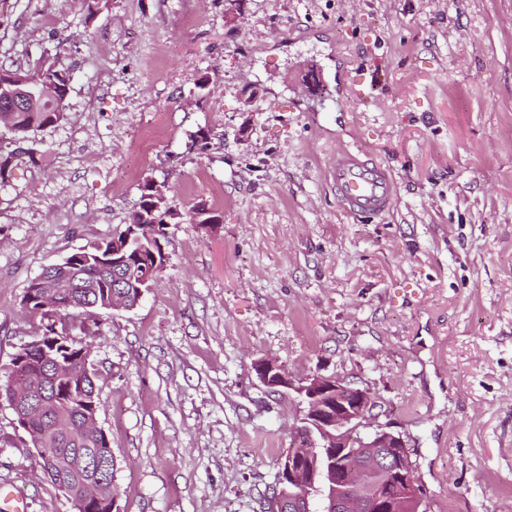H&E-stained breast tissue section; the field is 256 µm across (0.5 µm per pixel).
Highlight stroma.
I'll return each instance as SVG.
<instances>
[{
	"label": "stroma",
	"instance_id": "stroma-1",
	"mask_svg": "<svg viewBox=\"0 0 512 512\" xmlns=\"http://www.w3.org/2000/svg\"><path fill=\"white\" fill-rule=\"evenodd\" d=\"M57 53L66 119L0 187V382L40 334L33 278L110 239L144 180L182 212L92 340L119 512H260L301 408L263 358L368 389L428 512H512V0H16L0 62ZM355 144L395 174L389 213L350 218L328 184ZM2 481L75 512L0 401Z\"/></svg>",
	"mask_w": 512,
	"mask_h": 512
}]
</instances>
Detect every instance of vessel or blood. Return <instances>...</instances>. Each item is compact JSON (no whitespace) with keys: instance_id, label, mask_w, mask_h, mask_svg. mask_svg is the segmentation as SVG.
Segmentation results:
<instances>
[{"instance_id":"vessel-or-blood-1","label":"vessel or blood","mask_w":512,"mask_h":512,"mask_svg":"<svg viewBox=\"0 0 512 512\" xmlns=\"http://www.w3.org/2000/svg\"><path fill=\"white\" fill-rule=\"evenodd\" d=\"M330 179L342 208L350 214L379 215L394 203L398 186L385 165L358 146L337 153Z\"/></svg>"}]
</instances>
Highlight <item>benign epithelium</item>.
Segmentation results:
<instances>
[{
	"instance_id": "7a95c632",
	"label": "benign epithelium",
	"mask_w": 512,
	"mask_h": 512,
	"mask_svg": "<svg viewBox=\"0 0 512 512\" xmlns=\"http://www.w3.org/2000/svg\"><path fill=\"white\" fill-rule=\"evenodd\" d=\"M11 90L0 94L1 112H25L43 102L37 78L29 73L12 76ZM259 382L269 391H295L305 403L296 436L280 459L279 486L288 495L304 500L306 510L317 503L328 512H420L421 495L407 474L405 455L409 453L402 435L376 422V401L371 393L339 377L310 375L294 382L276 362L262 359L254 363ZM12 381L23 384L22 395L40 401L47 410L44 395L29 387L31 376L15 367ZM39 457L51 473L67 467L69 459L53 456L31 436ZM360 456L366 466L391 479L388 486H361L352 472L339 462ZM58 488L71 498L76 512H84L87 500L104 498L109 512H118L112 479L90 478L79 484L58 482Z\"/></svg>"
}]
</instances>
